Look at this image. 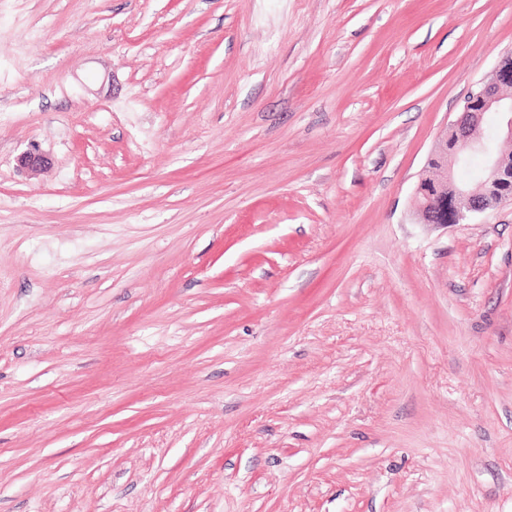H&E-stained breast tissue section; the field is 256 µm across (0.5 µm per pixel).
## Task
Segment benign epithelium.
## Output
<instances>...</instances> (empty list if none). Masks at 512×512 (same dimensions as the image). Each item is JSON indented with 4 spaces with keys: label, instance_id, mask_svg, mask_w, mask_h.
Segmentation results:
<instances>
[{
    "label": "benign epithelium",
    "instance_id": "obj_1",
    "mask_svg": "<svg viewBox=\"0 0 512 512\" xmlns=\"http://www.w3.org/2000/svg\"><path fill=\"white\" fill-rule=\"evenodd\" d=\"M489 112L501 116L499 138L512 144V64L505 58L498 61L477 90L465 99L446 136L427 157L434 164L432 176L421 174L415 189L417 215L426 219V223L465 224L477 213L512 201V151H500L475 135ZM472 153L485 158L482 177L473 187L455 183L448 170ZM48 165L50 159L36 151H26L17 157L20 171H37Z\"/></svg>",
    "mask_w": 512,
    "mask_h": 512
}]
</instances>
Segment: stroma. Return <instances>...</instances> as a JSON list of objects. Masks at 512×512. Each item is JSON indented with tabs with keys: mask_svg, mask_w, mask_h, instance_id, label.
<instances>
[{
	"mask_svg": "<svg viewBox=\"0 0 512 512\" xmlns=\"http://www.w3.org/2000/svg\"><path fill=\"white\" fill-rule=\"evenodd\" d=\"M509 52L512 0H0V512H512V203L414 214Z\"/></svg>",
	"mask_w": 512,
	"mask_h": 512,
	"instance_id": "obj_1",
	"label": "stroma"
}]
</instances>
